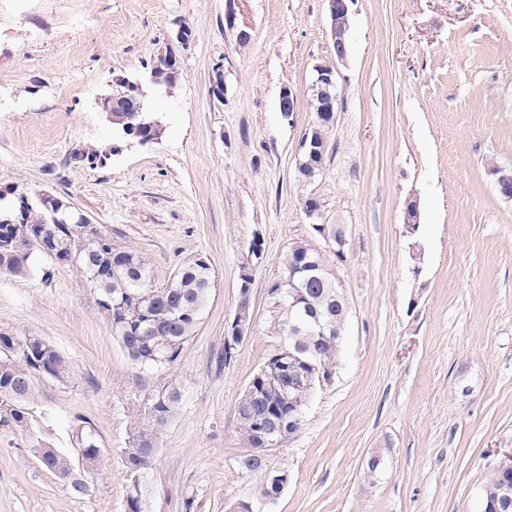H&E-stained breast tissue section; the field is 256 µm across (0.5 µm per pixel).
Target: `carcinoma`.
I'll list each match as a JSON object with an SVG mask.
<instances>
[{
    "mask_svg": "<svg viewBox=\"0 0 512 512\" xmlns=\"http://www.w3.org/2000/svg\"><path fill=\"white\" fill-rule=\"evenodd\" d=\"M145 100L132 93L114 98L112 114L133 124L134 112ZM28 203L21 215L14 204L0 207V221L20 217L9 246H0V271L14 276L30 273L33 260L45 251L59 261L72 263L97 293V301L129 360L139 368H165L180 356L185 344L195 336L215 288L209 262L198 259L181 269L163 288L153 285L148 264L137 252L112 241L111 234L97 224H82L78 214L64 211L51 214L41 205L37 191L27 192ZM304 271L308 281L304 296L288 308L292 297L272 285L269 295L276 305L272 316L274 331L288 336L291 323L300 326L294 355L270 356L266 370L251 379L236 408L242 443L245 448L261 447V432L277 429L278 421L303 410L318 387L321 373L333 371L345 326L347 308L336 302V278L329 272L321 253L299 244L290 250L281 279ZM325 324L330 333L316 334L315 321ZM288 363L292 377L301 380L298 388L277 375L279 364ZM69 368L60 353L40 336L18 338L0 330V426L16 430L29 448L44 451L43 468L67 483L72 492L85 496V479L79 462L97 465L102 450L89 422L72 433L73 451L56 447L55 433L48 413L38 405L41 387L47 381L63 383ZM183 393L168 385L144 407L147 423H136L124 449L128 483L125 512H146V472L159 454L155 438L174 416ZM485 503L499 504V512H512V472L495 471L485 487Z\"/></svg>",
    "mask_w": 512,
    "mask_h": 512,
    "instance_id": "cac0c4a2",
    "label": "carcinoma"
}]
</instances>
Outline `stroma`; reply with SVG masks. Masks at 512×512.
Returning a JSON list of instances; mask_svg holds the SVG:
<instances>
[{
	"instance_id": "35a3bbf8",
	"label": "stroma",
	"mask_w": 512,
	"mask_h": 512,
	"mask_svg": "<svg viewBox=\"0 0 512 512\" xmlns=\"http://www.w3.org/2000/svg\"><path fill=\"white\" fill-rule=\"evenodd\" d=\"M225 10L226 0H80L66 25L55 0H0V190L70 202L138 252L155 286L199 258L215 273L196 336L158 370L131 363L75 267L41 257L31 275L0 273V329L44 338L69 367L39 396L60 447L85 420L103 450L94 492L77 498L0 427V512H124L135 412L170 384L183 399L159 433L146 512H226L238 499L254 512H484L512 448V200L490 173L512 170V0H351L341 60L326 0H238L231 27ZM169 47L180 82L169 96L147 90L163 137L77 160L113 143L97 106L113 78L147 81ZM324 62L336 67L338 111L325 172L304 183L299 140L317 120ZM218 76L220 101L209 94ZM310 194L326 223L346 225L343 258L307 223ZM257 233L252 329L219 369ZM298 242L323 248L349 313L332 382L270 452L288 483L264 499L263 476L235 463V409L281 341L268 288Z\"/></svg>"
}]
</instances>
